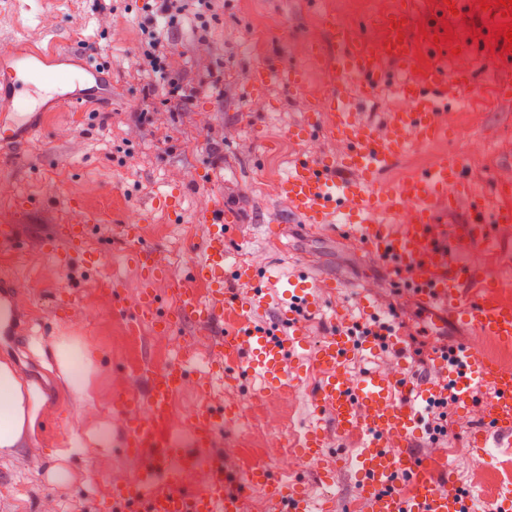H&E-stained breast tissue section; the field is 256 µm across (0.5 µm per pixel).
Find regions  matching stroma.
<instances>
[{
    "label": "stroma",
    "mask_w": 512,
    "mask_h": 512,
    "mask_svg": "<svg viewBox=\"0 0 512 512\" xmlns=\"http://www.w3.org/2000/svg\"><path fill=\"white\" fill-rule=\"evenodd\" d=\"M144 3L0 0V47L46 52L49 71L76 72L86 62L96 69L86 82L92 104L85 111L56 109L44 86L26 90L37 111V130L0 155V225L18 231L16 246L0 248V278L15 279L10 310L28 320L16 333L0 335V361L38 384L46 396L34 437L12 457L0 458V512H114L113 480L129 481L137 469L124 452L127 421L117 397L144 396L143 364L177 361L199 336L210 343V364L223 363L220 341L232 330L231 321L179 323L160 335L134 318L147 285L164 308H173L170 284L201 261L209 232L204 213L211 205L231 206L242 216L228 245L231 261L285 276L336 281V288L318 289L321 310L305 319L310 344L327 335L336 310L360 318V289L369 290L378 315L396 306L409 358L381 350L371 359L352 360L354 374L373 370L407 382L424 378L431 374L427 355L434 347L473 339L468 326L435 324L409 292H396L390 272L343 224L309 230L290 211L279 185L306 151L316 150L331 162L345 152L343 144L324 137L310 143L291 136L307 118V96L331 89L309 54L310 45L326 42L322 14L374 38L378 31L371 18L401 9L410 22L412 60L419 72L436 60L453 58L475 69L477 85L473 111L446 110L445 137L412 143L382 176V184H397L456 152L466 158L469 195L447 222L466 220L472 202L499 204L496 187L512 182V94L498 87L512 74L491 50L492 21L481 0H466L463 11L445 22L433 18L430 0H212L201 20L161 18L159 28L170 35L167 74L194 89L184 106L168 102L163 88L138 70ZM272 56L305 66L306 97H289L276 82L259 96L251 95V65ZM215 71L224 75L217 86L209 79ZM399 80V68H391L386 83L358 105L354 122L381 126L391 113L405 109ZM256 99L261 109H253ZM19 195L34 199L35 207L18 211ZM74 201L97 222L83 252L52 259L44 243L69 223ZM132 222L139 224L142 244L155 250L165 269L150 282L129 256L124 227ZM489 232V246L465 250V263L476 272L465 289L478 296L482 280L490 279L512 301V229L493 224ZM69 299L74 302L70 308L65 305ZM64 335L79 337L95 359L91 404L74 401L50 370V358L37 353ZM187 374L186 388L175 402L176 425H183L185 411L196 406L238 404L247 421L234 423L229 432L244 447V463L275 464L277 448L303 442L319 426L310 407L314 375L266 392L259 380L233 368L208 377L191 365ZM102 421L110 425L111 448L104 453L76 449L77 435ZM480 427L474 410L451 405L447 442L431 444L421 431L417 451L446 458L461 487L490 497L494 491L482 474L494 469L502 481L512 480V444H478ZM60 448L69 451L62 462L55 456ZM356 453L353 439L331 434L318 463L296 473L312 497L327 503L328 512H368L355 495ZM59 462L69 477L50 482L47 473ZM323 471L330 473V481L320 479Z\"/></svg>",
    "instance_id": "stroma-1"
}]
</instances>
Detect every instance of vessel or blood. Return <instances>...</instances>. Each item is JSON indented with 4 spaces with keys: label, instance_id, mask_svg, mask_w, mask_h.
Instances as JSON below:
<instances>
[{
    "label": "vessel or blood",
    "instance_id": "obj_1",
    "mask_svg": "<svg viewBox=\"0 0 512 512\" xmlns=\"http://www.w3.org/2000/svg\"><path fill=\"white\" fill-rule=\"evenodd\" d=\"M384 26L386 50L378 58L372 56L360 32L330 23L326 46L319 55L329 81L337 89L309 100L307 123L295 133L303 140L325 135L344 143L347 150L338 167L357 173V180L336 181L332 175L335 166L310 152L293 161L281 183V193L291 211L312 227L329 223L332 216L344 215L347 226L353 228L372 257L384 263L393 275L406 279L410 292L425 304L435 322L460 319L469 323L477 336L511 345L512 306L497 302L490 286L480 298H468L461 284L469 270L457 262L456 255L463 246L489 244V225L511 224L512 209H491L478 203L467 223L442 224L435 201H443L452 211L468 192L463 177L465 161L455 152L393 189L378 185L379 176L404 156L412 140L427 142L442 134V112L449 99L459 100L472 92L473 72L467 69L451 74L433 66L421 79L400 82L399 91L410 105L392 113L384 130L355 123L352 114L357 94L370 93L387 79L385 61L402 63L411 57L406 14L394 13L385 19ZM40 60L37 53L19 56L0 50V93L12 109L25 110L26 104L17 93L36 84L50 89L57 108L84 109L87 98L73 93L72 88L82 83L85 75L93 74V67H86L84 74L61 79L41 70ZM275 80L288 94L297 95L305 90L306 70L271 57L249 72L250 84L256 90ZM404 211L409 217L397 228L362 221L370 212ZM205 221L209 232L202 244L204 260L190 275L208 282V298L181 286L175 290L176 312H165L158 295L147 287L135 318L164 333L180 320L203 325L230 315L234 328L221 340L225 366L257 375L268 389H275L289 379V357L305 348V330L295 317L290 318L284 332L256 321V313L268 304L263 285L265 271L246 264L235 266V277L251 287L249 298L225 288L228 241L240 217L234 209L216 205L207 210ZM94 222V217L84 216L63 225L47 241V253L58 254L63 247L82 252ZM125 237L133 246V263L145 280H152L159 272L157 261L153 250L141 244L137 225H126ZM286 295L291 306H316L310 283L288 280ZM359 348L352 326L344 322L310 357L319 373L311 394L314 412L330 414L340 435L358 441V499L369 504L370 512H470L472 492L461 490L446 467L410 450L423 418L420 405L450 395L466 406L475 387L486 386L491 398L484 404V426L512 435V370L498 366L472 343L450 354L433 350L429 360L441 373V381L407 386L399 396L395 393L396 381L388 375L368 372L357 377L349 371L347 364ZM185 383L182 363L174 362L151 371L144 397L119 402L128 423L125 450L140 462L144 478L137 483L116 484L114 500L123 503L127 512H250L249 493L257 488L264 492L274 512H324L301 482L281 480L263 465L235 472L226 470L219 460L196 488H184L180 472L192 463L199 449L215 446L219 426L237 412L230 405H200L184 426L191 440L183 442L171 432L170 421L171 400Z\"/></svg>",
    "mask_w": 512,
    "mask_h": 512
}]
</instances>
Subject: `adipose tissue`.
<instances>
[{
    "label": "adipose tissue",
    "instance_id": "ef3b65f1",
    "mask_svg": "<svg viewBox=\"0 0 512 512\" xmlns=\"http://www.w3.org/2000/svg\"><path fill=\"white\" fill-rule=\"evenodd\" d=\"M52 366L71 396L86 404L92 399L89 375L93 359L78 339L64 337L50 349ZM46 396L35 383L22 379L14 368L0 362V455H10L31 437L41 418Z\"/></svg>",
    "mask_w": 512,
    "mask_h": 512
}]
</instances>
